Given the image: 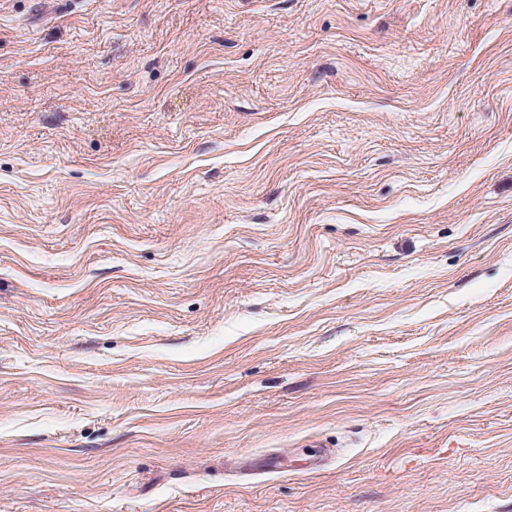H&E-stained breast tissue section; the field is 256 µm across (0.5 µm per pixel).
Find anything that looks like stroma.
Listing matches in <instances>:
<instances>
[{"label":"stroma","mask_w":512,"mask_h":512,"mask_svg":"<svg viewBox=\"0 0 512 512\" xmlns=\"http://www.w3.org/2000/svg\"><path fill=\"white\" fill-rule=\"evenodd\" d=\"M0 512H512V0H0Z\"/></svg>","instance_id":"obj_1"}]
</instances>
